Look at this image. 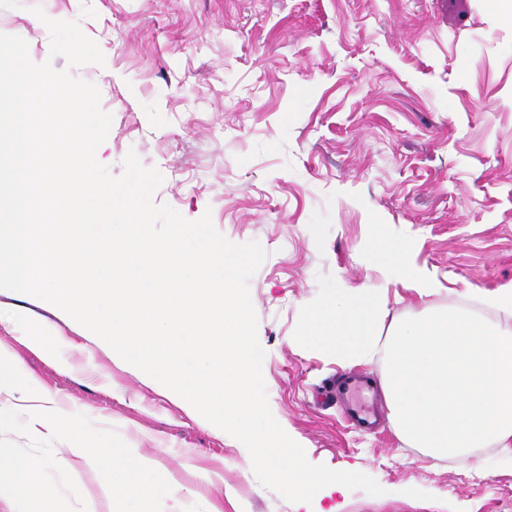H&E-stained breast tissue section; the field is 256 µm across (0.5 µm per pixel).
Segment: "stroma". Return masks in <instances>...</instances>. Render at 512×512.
<instances>
[{
  "instance_id": "obj_1",
  "label": "stroma",
  "mask_w": 512,
  "mask_h": 512,
  "mask_svg": "<svg viewBox=\"0 0 512 512\" xmlns=\"http://www.w3.org/2000/svg\"><path fill=\"white\" fill-rule=\"evenodd\" d=\"M48 18L78 21L103 64L51 56ZM0 33L23 38L34 63L97 85L111 175L135 152L163 177L155 203L210 215L229 242L266 251L249 290L271 412L310 463L359 468L384 490L349 489L313 512H512L499 449L438 460L390 420L351 428L329 389L349 373L381 380L384 358L342 366L293 337L321 274L384 289L387 323L419 316L370 248L382 233L413 242L438 287L430 307L512 325L465 295L512 285V0H0ZM0 354L16 366L15 392L0 395V452L41 470L24 495L0 489V512H84L91 500L127 512L101 498L96 472L75 469L70 451L89 440L136 449L148 479L175 488L146 512H295L259 483L240 441L77 335L56 306L0 289ZM46 392L80 433L32 432Z\"/></svg>"
}]
</instances>
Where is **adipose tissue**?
Returning <instances> with one entry per match:
<instances>
[{
	"instance_id": "adipose-tissue-1",
	"label": "adipose tissue",
	"mask_w": 512,
	"mask_h": 512,
	"mask_svg": "<svg viewBox=\"0 0 512 512\" xmlns=\"http://www.w3.org/2000/svg\"><path fill=\"white\" fill-rule=\"evenodd\" d=\"M372 250L386 266L389 283L415 292L425 298L432 294L434 285L422 267L413 259L411 242L382 235L375 237ZM76 462L92 469L100 476V490L105 498L123 493L125 498L139 502L163 498L171 493L168 485L143 480L151 463L132 448H109L87 444L71 451Z\"/></svg>"
}]
</instances>
